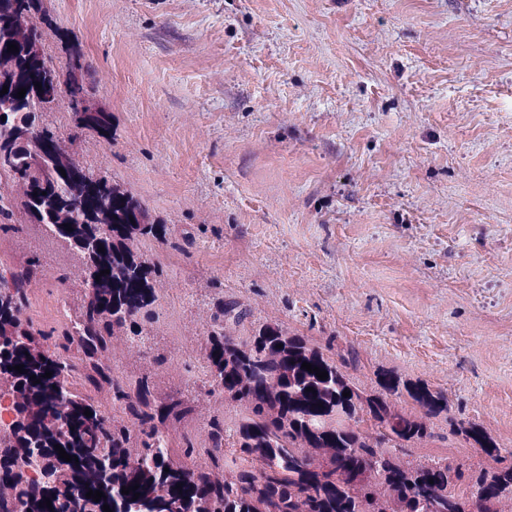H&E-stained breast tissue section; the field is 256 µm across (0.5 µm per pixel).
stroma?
<instances>
[{"label":"stroma","mask_w":512,"mask_h":512,"mask_svg":"<svg viewBox=\"0 0 512 512\" xmlns=\"http://www.w3.org/2000/svg\"><path fill=\"white\" fill-rule=\"evenodd\" d=\"M47 60L77 48L112 114L80 162L167 226L145 344L111 339L129 380L231 413L200 379L218 303L277 324L374 387L389 371L448 399L410 449L463 470L512 464V0H44ZM0 270L38 259L23 316L62 330L81 260L14 212ZM67 280H59L60 270ZM504 447L472 448L452 423ZM457 432H464L467 441H472L473 448L491 457H499L502 451L499 444L492 439L483 428L473 421H460L457 424Z\"/></svg>","instance_id":"obj_1"}]
</instances>
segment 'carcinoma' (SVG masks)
<instances>
[{
  "instance_id": "cac0c4a2",
  "label": "carcinoma",
  "mask_w": 512,
  "mask_h": 512,
  "mask_svg": "<svg viewBox=\"0 0 512 512\" xmlns=\"http://www.w3.org/2000/svg\"><path fill=\"white\" fill-rule=\"evenodd\" d=\"M42 2L3 4L0 56L12 58L16 72L8 93L0 96V113L24 123L38 110L48 114L64 94L73 132L65 144L49 124H41L31 137L60 146L42 155L32 150L29 139L19 142L13 133L0 132V219L11 218L16 208L27 215L40 206L49 211L68 207L78 215L73 231L43 218L38 223L71 246L90 235L89 223L101 212L109 215L110 230L97 241L104 251H80L91 280L84 309L72 327L55 336L36 338L21 317L36 262L8 278L0 275V374L27 395L25 402L10 400L20 422L0 441V478L13 480L12 494L0 495V512H103L105 504L116 512L123 501L151 512H375L383 503L391 512L512 510V466L466 475L446 461L407 458L405 449L431 436V419L448 411L443 393L390 372L377 374V387L367 390L304 337L279 325H262L242 338L236 328L248 312L235 303L217 306L203 359L204 385L239 408V423L229 430L224 420H209L206 465L190 469L173 461L160 440L162 426L186 418L192 408L179 399L156 402L148 382L131 388L102 359L112 336H126L132 344L144 339L138 317L157 300L160 268L139 244L164 237L166 227L121 184L82 166L72 148L87 132L107 143L113 138L112 114L84 108L89 66L82 55L71 51L66 73L59 75L45 60L37 66L23 52L8 51L10 43L22 47L23 36L42 41ZM21 88L26 89L23 98L17 97ZM106 269L110 273L100 274ZM41 345L53 349V363L38 355ZM74 346L82 352L80 367L67 359ZM304 362L328 378L301 368ZM16 365L27 372L14 370ZM47 371L52 372L49 378ZM32 375L40 383H33ZM103 383L112 387L113 404L132 427L110 423L85 392ZM345 390L350 396H343ZM403 394L420 407V414L398 409L394 398ZM62 408L68 434L57 439L44 429V421ZM87 409L89 416L84 415ZM362 422L368 427L361 428ZM457 432L486 455L500 456L502 448L479 424L460 421ZM56 444L78 461L59 458ZM228 446L237 453L230 468L224 461ZM107 448L116 479L85 482L74 492L71 478L92 470ZM49 468L60 475L47 489L25 476ZM135 484L139 498L132 491L122 493V487ZM91 490L104 497L97 502L86 497Z\"/></svg>"
}]
</instances>
